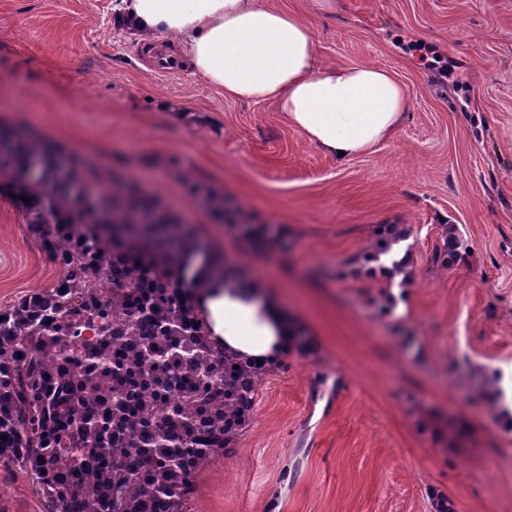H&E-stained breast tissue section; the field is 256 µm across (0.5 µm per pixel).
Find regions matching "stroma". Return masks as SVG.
<instances>
[{
    "instance_id": "stroma-1",
    "label": "stroma",
    "mask_w": 512,
    "mask_h": 512,
    "mask_svg": "<svg viewBox=\"0 0 512 512\" xmlns=\"http://www.w3.org/2000/svg\"><path fill=\"white\" fill-rule=\"evenodd\" d=\"M269 2L322 62L398 77L409 106L387 141L339 160L271 103L156 76L118 0H0V122L138 182L296 318L195 512H512V425L490 392L512 374V0ZM207 189L247 223L214 219ZM389 224L414 272L398 291L356 273ZM451 224L467 251L443 265ZM58 277L0 195V308ZM0 512H44L4 462Z\"/></svg>"
}]
</instances>
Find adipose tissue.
Wrapping results in <instances>:
<instances>
[{
	"mask_svg": "<svg viewBox=\"0 0 512 512\" xmlns=\"http://www.w3.org/2000/svg\"><path fill=\"white\" fill-rule=\"evenodd\" d=\"M123 23L140 38L174 36L193 73L230 99L272 102L323 151L352 157L383 143L408 108L389 70L321 63L299 16L265 0H121ZM212 341L253 364L290 353L295 324L264 283L209 277L194 297Z\"/></svg>",
	"mask_w": 512,
	"mask_h": 512,
	"instance_id": "obj_1",
	"label": "adipose tissue"
}]
</instances>
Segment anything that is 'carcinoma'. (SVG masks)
<instances>
[{
    "label": "carcinoma",
    "mask_w": 512,
    "mask_h": 512,
    "mask_svg": "<svg viewBox=\"0 0 512 512\" xmlns=\"http://www.w3.org/2000/svg\"><path fill=\"white\" fill-rule=\"evenodd\" d=\"M0 194L27 235L60 269L58 280L0 309V458L9 457L45 499V512H192L201 454L234 447L249 424L263 369L227 356L193 305L199 274L233 272L204 256L170 212L144 223L156 201L79 156L59 173L55 148L0 126ZM28 201H23V198ZM129 268L107 294L113 258ZM93 332L91 339L84 333ZM144 336L112 357L113 337ZM188 369L204 391L180 390ZM149 371L164 407L127 417L129 388ZM149 467L128 468L130 459Z\"/></svg>",
    "instance_id": "cac0c4a2"
}]
</instances>
